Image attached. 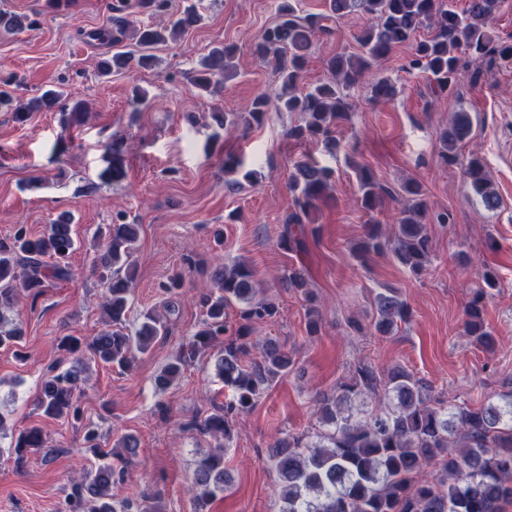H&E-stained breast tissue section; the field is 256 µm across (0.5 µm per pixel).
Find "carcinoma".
Wrapping results in <instances>:
<instances>
[{"label": "carcinoma", "instance_id": "cac0c4a2", "mask_svg": "<svg viewBox=\"0 0 512 512\" xmlns=\"http://www.w3.org/2000/svg\"><path fill=\"white\" fill-rule=\"evenodd\" d=\"M504 0H468L457 10L454 0H329V13L302 14L299 0H277L278 20L268 26L253 47V54L272 66L273 94H257L243 112L211 113L213 125L229 132L259 125L266 117L270 98L282 112H298L303 123L288 129L297 141L317 139L333 152L338 149L336 128L350 119L353 103L350 90L363 82L373 64L396 46L411 43L413 54L408 70L428 75L438 96L446 99L460 82L468 62L493 54L512 64V44L497 42L490 27ZM170 0H114L112 17L90 32V36L112 43V54L99 60L103 74L119 73L132 65L151 70L157 65L154 49L175 39L201 20L196 5L170 13ZM354 10L370 17L371 23L357 38L359 52H340L324 60L327 77L320 83L301 86L303 72L315 41L333 34L332 22ZM36 24L26 15L0 11V27L21 30ZM426 28L428 36L416 40ZM135 39L136 52L126 51L127 38ZM239 51L235 44L213 49L201 68L187 76L200 94H216L228 79V60ZM373 100H389L397 89L392 80L379 76L368 85ZM60 95L47 89L27 103H15L8 92H0V109L14 111L23 121L34 111H51L59 106ZM87 106L78 101L60 110L61 123L81 121ZM471 118L457 112L440 137L439 156L456 157L458 144L471 132ZM112 161L100 178L114 182L125 175L117 144L109 147ZM360 206L366 212L381 208L386 190L366 165H352ZM464 176L485 208L495 210L499 196L477 156H471ZM333 171L307 157L298 161L290 179L294 208L285 215L280 247L294 252L304 247L307 228L315 213L329 200ZM406 204L397 224H367L352 248L355 259L364 262L385 251L415 275L431 263L428 234V208L421 186L408 179L400 185ZM140 225L117 216L106 227L107 244L95 258L106 293L101 315L108 329L86 341L75 336L61 339L59 347L75 356L73 364L56 368L44 380L38 407L54 419L79 422L82 411L76 390L84 373L80 354L119 369L128 367L135 354H146L155 341L169 332L168 319L152 312L143 314L132 334L123 332L129 296L135 281L130 258L136 250ZM79 248L73 232V217L64 211L34 236L22 226L12 236L0 240V319L13 309L22 292L37 297L51 279L73 277L68 263ZM485 287L477 289L465 308L466 332L485 349L494 337L484 320L487 290L497 286V273L487 267L482 273ZM284 279L308 304L306 330L317 336L322 317L317 296L309 288L303 269L291 267ZM255 271L244 262L224 268L214 285L201 292L199 304L203 319L189 341L171 356L155 379V387L167 391L180 379L187 363L208 351L215 343L224 344L217 361V375L231 391L224 405L196 419L190 426L213 437L217 446L199 460L191 480L197 510L231 488L224 469V452L232 442L235 418L252 409L273 383L287 377L296 366L294 352L276 341L262 346L259 357L249 359L254 343L250 340L257 324L273 321L279 307L260 295ZM236 306L239 318L233 335H227L226 310ZM410 316L406 300L396 289L387 288L374 297L373 328L388 335ZM23 336L21 324L0 329V349L15 348ZM318 426L308 435H287L276 440L267 463L275 477L279 512H504L512 503V392L471 407L446 401L410 370L395 365L379 372L366 361L354 364L351 376L333 391L316 399ZM84 441L98 463L72 485L64 512H132L128 500L112 497V485L122 480L128 462L138 455L139 442L124 435L113 448L99 446V434L91 424L84 425ZM45 447L43 431L37 426L11 435L8 447L14 461L22 466L28 455ZM438 463L439 472L428 468Z\"/></svg>", "mask_w": 512, "mask_h": 512}]
</instances>
